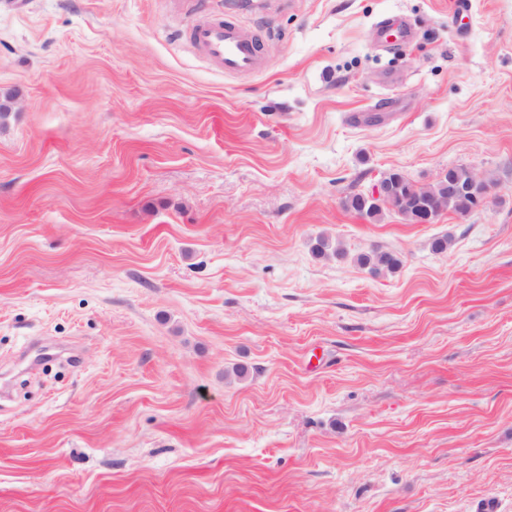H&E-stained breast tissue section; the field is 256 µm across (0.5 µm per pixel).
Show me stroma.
Returning <instances> with one entry per match:
<instances>
[{"mask_svg":"<svg viewBox=\"0 0 512 512\" xmlns=\"http://www.w3.org/2000/svg\"><path fill=\"white\" fill-rule=\"evenodd\" d=\"M248 2L0 0V512H512V0ZM190 39L191 44L224 73L245 75L260 69V45L256 37L233 19H200L192 27ZM451 171L452 169L448 168V172L443 173L438 178V182L433 185L415 186L417 189L412 193L409 192L408 188L412 183L401 173L390 171L387 173L388 177L386 179L391 183L392 193L387 205L402 214L415 204L421 207H429L435 200L448 194L455 196L469 190L470 185L461 184L453 177ZM439 182H446L448 187ZM478 191L476 188L473 193L465 196L448 197V203L445 205L444 211L467 213L474 207L475 196L478 195ZM356 262L369 271H376L379 266H383L390 272H395L401 266V260L392 253L372 251L362 253L356 256Z\"/></svg>","mask_w":512,"mask_h":512,"instance_id":"1","label":"stroma"}]
</instances>
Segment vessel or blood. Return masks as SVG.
I'll return each mask as SVG.
<instances>
[{"instance_id":"obj_1","label":"vessel or blood","mask_w":512,"mask_h":512,"mask_svg":"<svg viewBox=\"0 0 512 512\" xmlns=\"http://www.w3.org/2000/svg\"><path fill=\"white\" fill-rule=\"evenodd\" d=\"M192 44L212 63L230 75L251 74L261 66L256 37L235 20L207 17L190 31Z\"/></svg>"}]
</instances>
